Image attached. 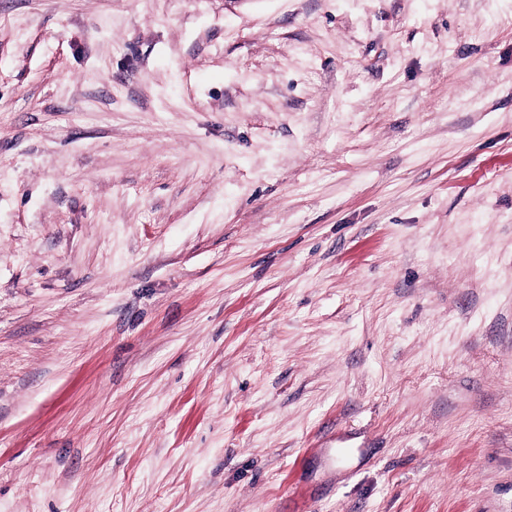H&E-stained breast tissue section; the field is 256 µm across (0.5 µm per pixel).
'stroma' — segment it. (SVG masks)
<instances>
[{"label": "stroma", "mask_w": 512, "mask_h": 512, "mask_svg": "<svg viewBox=\"0 0 512 512\" xmlns=\"http://www.w3.org/2000/svg\"><path fill=\"white\" fill-rule=\"evenodd\" d=\"M0 512H512V0H0Z\"/></svg>", "instance_id": "stroma-1"}]
</instances>
